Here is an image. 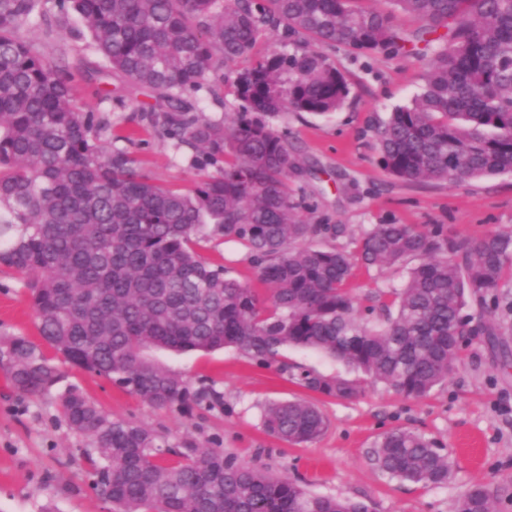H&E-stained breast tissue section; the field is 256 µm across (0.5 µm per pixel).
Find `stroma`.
<instances>
[{
  "label": "stroma",
  "instance_id": "35a3bbf8",
  "mask_svg": "<svg viewBox=\"0 0 512 512\" xmlns=\"http://www.w3.org/2000/svg\"><path fill=\"white\" fill-rule=\"evenodd\" d=\"M16 34L49 66L72 77L84 102L107 120L104 140L126 149L156 182L188 189L205 178V171L192 165L191 150L176 148L173 140L140 123L142 109L155 103L151 91L101 74V58L55 0H43L40 14L22 22ZM326 53L350 84L345 104L324 116L282 112L268 119L287 133L305 171L289 184L315 206L306 217L322 227L315 244L353 247L371 224H444L460 238L512 231V174L453 186L403 182L379 162L374 128L421 92L426 55L367 57L341 45ZM191 100L204 118L229 125L237 118L231 84L216 95L201 89ZM337 226L344 227L343 236H335ZM196 251L206 263L224 266L228 276L264 291L242 243L213 233ZM404 276L400 268L355 264L348 286L370 323H377L378 309L391 301L389 289L400 287ZM12 336L38 340L37 321L23 280L0 268V342ZM47 355L60 379L45 393L30 396L12 387L8 359L0 352V512H111V504L88 487L90 439L75 433L61 414V397L71 388L112 417L147 426L168 444L224 449L254 466L302 479L312 495L360 499L373 512H452L461 492L482 485L499 490L497 512H512V365L486 337H471L448 382L422 399L403 398L365 378L359 397L337 400L233 349L184 355L155 350L152 358L183 373L191 389L211 387L223 396L219 406L190 400L157 409L66 362L55 350ZM298 398L319 408L326 421L323 435L308 444L269 436L262 426L264 406ZM397 427L442 447L454 466L448 484L403 482L377 467L374 443Z\"/></svg>",
  "mask_w": 512,
  "mask_h": 512
}]
</instances>
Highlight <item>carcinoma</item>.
<instances>
[{"label":"carcinoma","instance_id":"carcinoma-1","mask_svg":"<svg viewBox=\"0 0 512 512\" xmlns=\"http://www.w3.org/2000/svg\"><path fill=\"white\" fill-rule=\"evenodd\" d=\"M56 0L80 20L104 68L155 93L145 115L159 134L191 147L216 174L184 192L164 186L124 150L70 81L15 36L39 0H0V265L27 278L42 344L8 340L12 386L40 395L59 380L45 344L70 364L105 377L156 408L184 402L183 375L148 356L234 348L278 363L285 346L324 352L405 398H422L455 369L475 327L466 305L490 313L482 335L506 350L512 334V231L458 240L443 224H371L344 246L307 243L321 225L298 215L288 180L300 173L288 136L266 117L327 114L349 95L344 75L320 51L406 52L393 11L419 23L412 47L433 49L422 93L375 135L395 178L459 184L512 171V0ZM273 50L234 72L236 123L202 119L189 95L224 64L248 55L269 32ZM250 250L258 293L203 262L194 246L206 226ZM367 266L417 259L396 312L369 325L347 288L354 256ZM301 387L338 399L359 384L279 363ZM69 427L92 440L91 488L116 512H369L362 501L310 496L222 448H175L149 428L115 419L75 390L63 396ZM266 432L290 443L317 439L326 423L303 399L268 405ZM176 457L164 464L160 457ZM373 457L392 478L440 486L453 464L423 435L383 433ZM498 492L474 486L453 512H495Z\"/></svg>","mask_w":512,"mask_h":512}]
</instances>
